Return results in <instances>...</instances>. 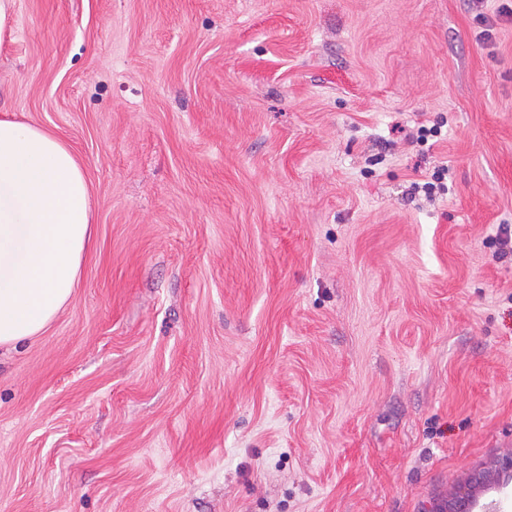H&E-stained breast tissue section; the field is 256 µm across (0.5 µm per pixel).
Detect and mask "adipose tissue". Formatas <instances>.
<instances>
[{"label":"adipose tissue","instance_id":"obj_1","mask_svg":"<svg viewBox=\"0 0 512 512\" xmlns=\"http://www.w3.org/2000/svg\"><path fill=\"white\" fill-rule=\"evenodd\" d=\"M92 239L73 149L42 126L0 117V348L52 324L80 286Z\"/></svg>","mask_w":512,"mask_h":512}]
</instances>
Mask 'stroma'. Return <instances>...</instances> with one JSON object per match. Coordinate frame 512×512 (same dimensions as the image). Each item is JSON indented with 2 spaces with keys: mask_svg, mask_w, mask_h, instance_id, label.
Wrapping results in <instances>:
<instances>
[{
  "mask_svg": "<svg viewBox=\"0 0 512 512\" xmlns=\"http://www.w3.org/2000/svg\"><path fill=\"white\" fill-rule=\"evenodd\" d=\"M498 5L15 0L0 113L95 238L0 348V512H422L512 449Z\"/></svg>",
  "mask_w": 512,
  "mask_h": 512,
  "instance_id": "stroma-1",
  "label": "stroma"
}]
</instances>
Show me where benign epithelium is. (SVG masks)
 I'll list each match as a JSON object with an SVG mask.
<instances>
[{"label":"benign epithelium","instance_id":"obj_1","mask_svg":"<svg viewBox=\"0 0 512 512\" xmlns=\"http://www.w3.org/2000/svg\"><path fill=\"white\" fill-rule=\"evenodd\" d=\"M512 482V449L465 478L448 496L432 503L423 512H475L478 500L496 485Z\"/></svg>","mask_w":512,"mask_h":512}]
</instances>
